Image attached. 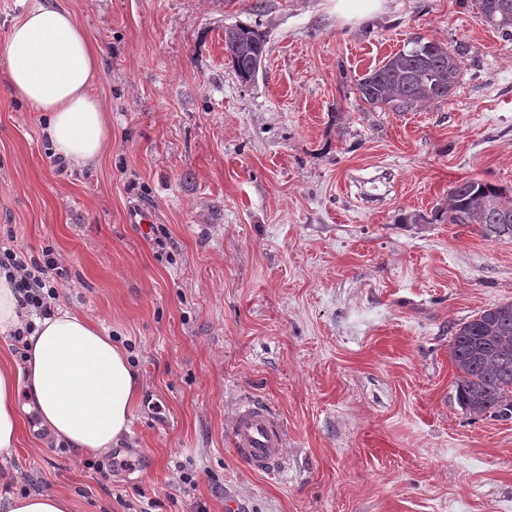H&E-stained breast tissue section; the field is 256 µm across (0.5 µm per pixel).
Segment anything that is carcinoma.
<instances>
[{
    "label": "carcinoma",
    "mask_w": 512,
    "mask_h": 512,
    "mask_svg": "<svg viewBox=\"0 0 512 512\" xmlns=\"http://www.w3.org/2000/svg\"><path fill=\"white\" fill-rule=\"evenodd\" d=\"M484 21L512 39V0H478ZM224 50L238 80L255 81L256 62L265 54L266 35L248 25L231 27ZM358 82L360 98L374 108L406 112L417 105L447 98L461 73L459 49L414 38ZM434 220L478 224L488 238L512 239V197L496 185L469 179L448 194V205ZM456 369L454 387L459 405L478 416L512 419V301L482 311L455 330L449 349Z\"/></svg>",
    "instance_id": "obj_1"
}]
</instances>
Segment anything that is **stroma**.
Listing matches in <instances>:
<instances>
[{
	"label": "stroma",
	"instance_id": "35a3bbf8",
	"mask_svg": "<svg viewBox=\"0 0 512 512\" xmlns=\"http://www.w3.org/2000/svg\"><path fill=\"white\" fill-rule=\"evenodd\" d=\"M99 48L111 137L56 157L0 59V247L58 260L59 305L104 325L140 379L131 433L80 455L23 416L17 493L71 512H512V420L466 414L448 348L512 301V240L404 223L482 179L512 191V40L476 0H60ZM259 25L241 84L224 29ZM461 46L447 99L373 108L357 83L413 37ZM153 207L142 235L127 206ZM268 402L286 465L249 471L225 431ZM194 480H179V472ZM387 0H336V14L348 23L359 24L381 10ZM354 2H361L360 8L354 7Z\"/></svg>",
	"mask_w": 512,
	"mask_h": 512
}]
</instances>
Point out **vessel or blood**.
Wrapping results in <instances>:
<instances>
[{
  "label": "vessel or blood",
  "instance_id": "obj_1",
  "mask_svg": "<svg viewBox=\"0 0 512 512\" xmlns=\"http://www.w3.org/2000/svg\"><path fill=\"white\" fill-rule=\"evenodd\" d=\"M227 434L236 455L250 470L270 472L281 467L287 430L268 405L260 402L239 405Z\"/></svg>",
  "mask_w": 512,
  "mask_h": 512
}]
</instances>
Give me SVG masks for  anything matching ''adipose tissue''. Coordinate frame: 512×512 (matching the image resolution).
Wrapping results in <instances>:
<instances>
[{
	"label": "adipose tissue",
	"instance_id": "ef3b65f1",
	"mask_svg": "<svg viewBox=\"0 0 512 512\" xmlns=\"http://www.w3.org/2000/svg\"><path fill=\"white\" fill-rule=\"evenodd\" d=\"M10 93L47 113L54 155L74 168L94 165L109 140L95 93L102 62L73 14L58 0H33L4 49ZM23 335L24 369L0 366V456L16 448L24 412L36 411L49 437L82 454L110 453L128 433L137 374L106 329L58 307L39 317L20 302L0 269V337ZM0 512H71L67 497L39 492L0 496Z\"/></svg>",
	"mask_w": 512,
	"mask_h": 512
}]
</instances>
